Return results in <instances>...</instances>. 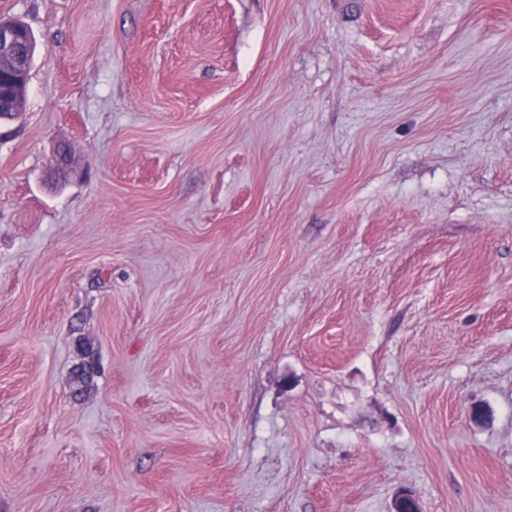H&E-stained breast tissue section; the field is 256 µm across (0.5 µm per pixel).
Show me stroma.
Masks as SVG:
<instances>
[{
    "instance_id": "1",
    "label": "stroma",
    "mask_w": 512,
    "mask_h": 512,
    "mask_svg": "<svg viewBox=\"0 0 512 512\" xmlns=\"http://www.w3.org/2000/svg\"><path fill=\"white\" fill-rule=\"evenodd\" d=\"M0 16V512H512V0ZM35 39L23 23L0 16V110L14 105V94L26 85Z\"/></svg>"
}]
</instances>
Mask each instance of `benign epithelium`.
Instances as JSON below:
<instances>
[{
    "mask_svg": "<svg viewBox=\"0 0 512 512\" xmlns=\"http://www.w3.org/2000/svg\"><path fill=\"white\" fill-rule=\"evenodd\" d=\"M35 39L23 23L0 17V106L14 105V94L27 83Z\"/></svg>",
    "mask_w": 512,
    "mask_h": 512,
    "instance_id": "7a95c632",
    "label": "benign epithelium"
}]
</instances>
